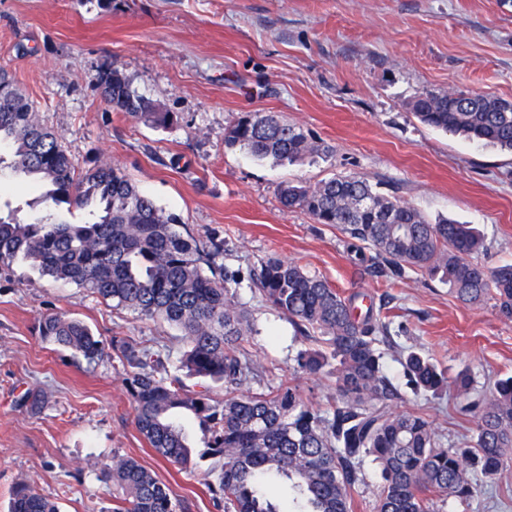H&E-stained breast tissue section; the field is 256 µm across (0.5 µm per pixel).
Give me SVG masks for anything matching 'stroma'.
Instances as JSON below:
<instances>
[{
	"label": "stroma",
	"mask_w": 512,
	"mask_h": 512,
	"mask_svg": "<svg viewBox=\"0 0 512 512\" xmlns=\"http://www.w3.org/2000/svg\"><path fill=\"white\" fill-rule=\"evenodd\" d=\"M1 66L79 168L118 165L190 233L223 238L222 262L240 277L238 300L259 330L243 343L248 357L293 375L312 404L335 396L333 379L294 374L293 325L250 287V271L271 255L388 316L378 348L393 378L409 349L448 375L468 369L477 392L512 375V321L493 300L465 305L422 272L397 277L360 262L340 226L277 197L284 182L362 176L429 222L477 225L478 262L512 264V153L428 127L408 107L423 90L512 100V0H0ZM112 66L173 113V125L134 122L104 102L93 78ZM253 112L302 127L326 154L259 161L227 146L228 126ZM49 313L81 320L107 344L119 336L174 360L185 347L168 325L26 263L0 273V512L22 482L59 512H112L121 491L101 472L116 455L151 469L183 512H217L202 469L165 461L139 433L116 361L90 362L40 336ZM29 391L45 395L41 412L22 406ZM458 401L452 390L432 398L402 386L390 405L423 413L448 446L475 428ZM433 509L512 512V466L469 501L440 497Z\"/></svg>",
	"instance_id": "obj_1"
}]
</instances>
